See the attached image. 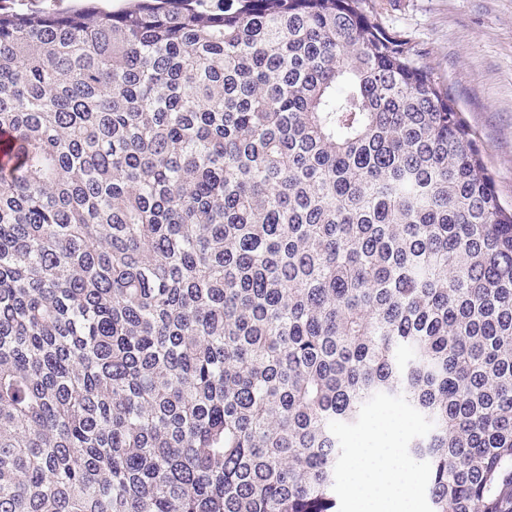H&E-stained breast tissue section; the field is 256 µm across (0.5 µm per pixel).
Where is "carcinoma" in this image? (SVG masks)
Listing matches in <instances>:
<instances>
[{
    "mask_svg": "<svg viewBox=\"0 0 512 512\" xmlns=\"http://www.w3.org/2000/svg\"><path fill=\"white\" fill-rule=\"evenodd\" d=\"M0 512H341L380 404L512 512V207L366 0H0Z\"/></svg>",
    "mask_w": 512,
    "mask_h": 512,
    "instance_id": "obj_1",
    "label": "carcinoma"
}]
</instances>
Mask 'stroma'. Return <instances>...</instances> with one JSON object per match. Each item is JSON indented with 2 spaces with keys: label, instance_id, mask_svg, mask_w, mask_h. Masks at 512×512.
<instances>
[{
  "label": "stroma",
  "instance_id": "obj_1",
  "mask_svg": "<svg viewBox=\"0 0 512 512\" xmlns=\"http://www.w3.org/2000/svg\"><path fill=\"white\" fill-rule=\"evenodd\" d=\"M448 86L512 204V0H369Z\"/></svg>",
  "mask_w": 512,
  "mask_h": 512
}]
</instances>
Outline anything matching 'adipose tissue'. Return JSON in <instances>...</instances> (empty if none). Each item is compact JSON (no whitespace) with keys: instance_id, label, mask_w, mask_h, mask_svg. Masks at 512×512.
<instances>
[{"instance_id":"ef3b65f1","label":"adipose tissue","mask_w":512,"mask_h":512,"mask_svg":"<svg viewBox=\"0 0 512 512\" xmlns=\"http://www.w3.org/2000/svg\"><path fill=\"white\" fill-rule=\"evenodd\" d=\"M392 434V425L376 424L346 461L347 488L357 512H413L411 465L396 448Z\"/></svg>"}]
</instances>
